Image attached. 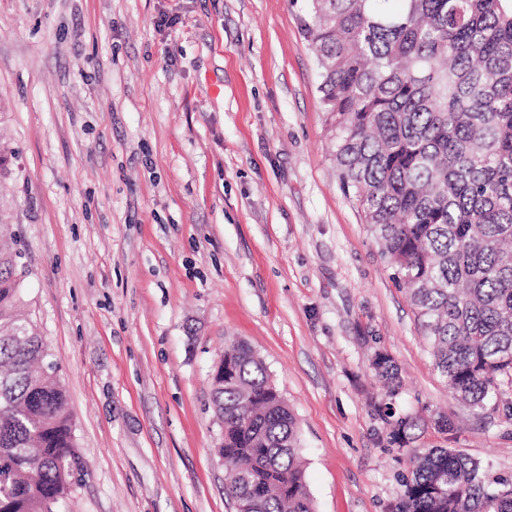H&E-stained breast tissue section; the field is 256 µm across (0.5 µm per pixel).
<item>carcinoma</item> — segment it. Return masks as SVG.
Masks as SVG:
<instances>
[{"label": "carcinoma", "instance_id": "1", "mask_svg": "<svg viewBox=\"0 0 512 512\" xmlns=\"http://www.w3.org/2000/svg\"><path fill=\"white\" fill-rule=\"evenodd\" d=\"M308 0L305 34L333 159L406 289L434 367L475 413L512 389V0ZM0 222V512H57L84 473L58 365L22 313L28 271ZM372 367L389 442L417 417L392 400L401 369ZM212 403L229 499L248 512H315L297 418L243 340L224 347ZM396 512H512V481L452 448H415Z\"/></svg>", "mask_w": 512, "mask_h": 512}]
</instances>
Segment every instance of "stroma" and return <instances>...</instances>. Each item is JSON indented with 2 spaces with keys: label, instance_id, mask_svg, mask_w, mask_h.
Instances as JSON below:
<instances>
[{
  "label": "stroma",
  "instance_id": "stroma-1",
  "mask_svg": "<svg viewBox=\"0 0 512 512\" xmlns=\"http://www.w3.org/2000/svg\"><path fill=\"white\" fill-rule=\"evenodd\" d=\"M304 16L305 0H0V218L87 466L61 512H233L211 401L229 336L298 419L316 512H395L403 493L377 351L403 369L418 445L512 479V415L451 397L340 185Z\"/></svg>",
  "mask_w": 512,
  "mask_h": 512
}]
</instances>
